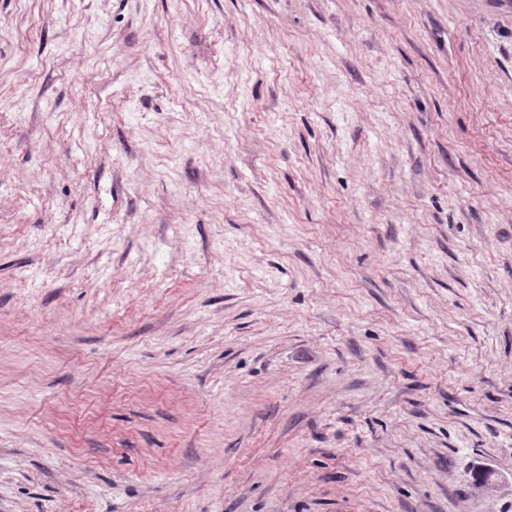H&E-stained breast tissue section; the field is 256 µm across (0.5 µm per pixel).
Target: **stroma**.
Returning <instances> with one entry per match:
<instances>
[{
    "instance_id": "1",
    "label": "stroma",
    "mask_w": 512,
    "mask_h": 512,
    "mask_svg": "<svg viewBox=\"0 0 512 512\" xmlns=\"http://www.w3.org/2000/svg\"><path fill=\"white\" fill-rule=\"evenodd\" d=\"M0 512H512V0H0Z\"/></svg>"
}]
</instances>
